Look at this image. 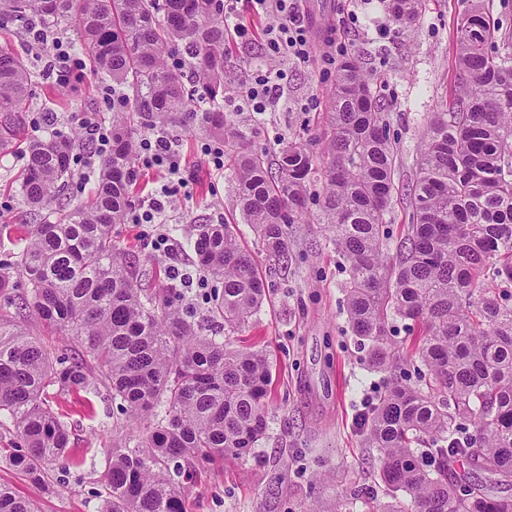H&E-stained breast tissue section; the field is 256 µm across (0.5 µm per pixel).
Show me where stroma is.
I'll return each mask as SVG.
<instances>
[{"label":"stroma","mask_w":512,"mask_h":512,"mask_svg":"<svg viewBox=\"0 0 512 512\" xmlns=\"http://www.w3.org/2000/svg\"><path fill=\"white\" fill-rule=\"evenodd\" d=\"M461 0H429L418 27L395 35L382 0H303L302 12L314 38L325 26L359 55L364 69L383 75L390 137L399 149L397 185H411L421 132L430 112L448 96L456 75V16ZM226 87L256 77L263 63L257 45L231 42L226 51ZM45 70L30 91L31 116L55 115L58 129L81 131L86 113L111 115L102 81L91 67L67 83ZM337 61L324 52L308 62H285L284 96L274 111L255 121V148L278 152L293 134L309 138L319 130L315 113L328 108L327 94ZM185 160L186 182L172 188L165 223L114 225L116 248L138 254L148 288L179 284L187 301L205 308L212 280L200 270L191 247L196 225L231 218L233 175L213 174L201 133L173 129ZM23 159L0 155V224L26 223L27 207L14 183ZM167 234L172 254L155 249ZM292 257L285 274L273 276L274 292L241 335L266 349L274 363L267 434L252 456L227 459L221 471L199 473L187 486V512H365L349 492L375 482L377 453L360 445L356 421L383 391L386 376L368 370L365 351L344 313L346 262L316 224L289 230ZM185 280L174 281V272ZM54 410L70 430V444L56 463L48 488L0 462V483L35 499L40 512H101L105 498L106 450L112 444V401L105 392L58 394Z\"/></svg>","instance_id":"1"}]
</instances>
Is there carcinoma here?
<instances>
[{"instance_id":"1","label":"carcinoma","mask_w":512,"mask_h":512,"mask_svg":"<svg viewBox=\"0 0 512 512\" xmlns=\"http://www.w3.org/2000/svg\"><path fill=\"white\" fill-rule=\"evenodd\" d=\"M455 34V88L429 114L407 197L411 224L387 251L397 149L389 138L384 79L346 54L328 93L319 142L291 139L269 152L224 98V0H0V24L72 27L74 51L120 90L112 154L80 205L59 201L76 136L29 137L28 95L43 76L26 56L0 49V148L24 155L18 191L32 223L13 265L28 290L13 293L0 269V417L17 446L10 466L36 483L68 448V426L50 395L106 388L127 415L106 455L105 512H186V484L224 459L252 455L268 428L273 364L231 335L267 299L264 278L231 224H200L197 262L221 287L206 321L182 289L138 285L139 258L117 249L112 226L132 206L137 131L169 123L202 129L230 148L234 205L269 259L288 262V227L303 222L322 184L316 223L348 263L350 329L366 365L387 374L363 416V447L378 452L390 502L380 512H512V31L481 0H466ZM424 0H388L396 33L418 25ZM189 55L195 83L171 58ZM31 310L78 340L52 348L17 322ZM416 332L393 339L394 320ZM417 375L406 378L408 367ZM0 512H36L0 484Z\"/></svg>"}]
</instances>
